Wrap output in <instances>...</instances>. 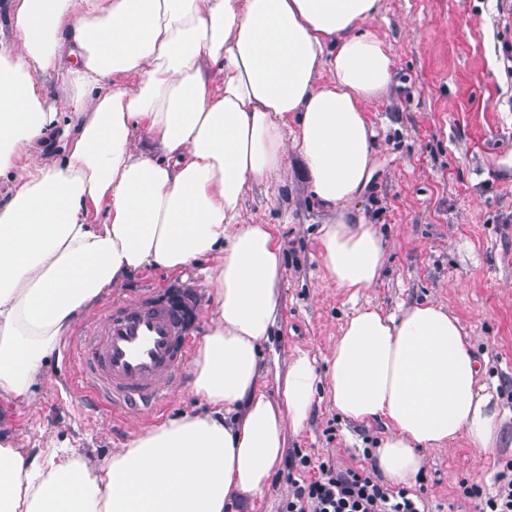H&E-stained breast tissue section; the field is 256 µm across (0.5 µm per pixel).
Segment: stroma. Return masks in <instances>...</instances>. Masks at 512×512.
Returning a JSON list of instances; mask_svg holds the SVG:
<instances>
[{
	"instance_id": "35a3bbf8",
	"label": "stroma",
	"mask_w": 512,
	"mask_h": 512,
	"mask_svg": "<svg viewBox=\"0 0 512 512\" xmlns=\"http://www.w3.org/2000/svg\"><path fill=\"white\" fill-rule=\"evenodd\" d=\"M369 27L390 48V89L365 102L374 133V169L352 204L385 245L378 282L358 299L323 275L318 236L327 218L309 191L300 158L289 150L275 177L257 183L242 204L244 220L271 225L282 253L281 310L259 382L277 395V376L304 352L324 372L340 328L355 305L384 313L433 302L456 316L480 360L482 384L505 412L503 443L487 455L458 441L425 453L409 495L426 512H478L481 496L512 478V0H383ZM77 365L57 349L30 405L0 400V436L20 448L54 439L99 458L125 447L146 427H119L76 398ZM383 421L344 419L325 385L287 448L337 469L375 475L372 456ZM291 489L280 463L262 494L237 496L229 512H281Z\"/></svg>"
}]
</instances>
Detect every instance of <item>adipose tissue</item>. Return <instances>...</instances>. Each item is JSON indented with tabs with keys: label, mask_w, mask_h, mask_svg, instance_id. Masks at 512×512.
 <instances>
[{
	"label": "adipose tissue",
	"mask_w": 512,
	"mask_h": 512,
	"mask_svg": "<svg viewBox=\"0 0 512 512\" xmlns=\"http://www.w3.org/2000/svg\"><path fill=\"white\" fill-rule=\"evenodd\" d=\"M381 10V0H11L12 37L0 45V398L33 401L60 339L129 274L217 265L192 383L206 412L101 459L0 439V512H227L269 485L321 380L300 352L279 402L258 386L281 257L270 225L242 222V202L296 147L328 215L325 275L354 294L378 281L383 240L349 205L373 169L363 103L393 80L390 50L367 27ZM52 73L70 89L58 102L41 81ZM478 371L444 307L386 315L367 304L341 327L322 382L346 419L387 423L375 467L409 488L426 449L500 448L501 408Z\"/></svg>",
	"instance_id": "ef3b65f1"
}]
</instances>
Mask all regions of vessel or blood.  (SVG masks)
I'll return each instance as SVG.
<instances>
[{
	"instance_id": "b4317fda",
	"label": "vessel or blood",
	"mask_w": 512,
	"mask_h": 512,
	"mask_svg": "<svg viewBox=\"0 0 512 512\" xmlns=\"http://www.w3.org/2000/svg\"><path fill=\"white\" fill-rule=\"evenodd\" d=\"M203 303L202 289L180 277L113 298L68 349L77 394L115 418L159 411L183 382Z\"/></svg>"
}]
</instances>
